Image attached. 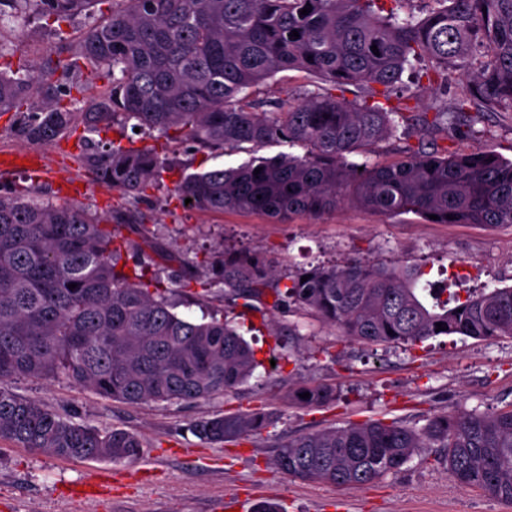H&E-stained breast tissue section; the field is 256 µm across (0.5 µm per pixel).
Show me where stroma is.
<instances>
[{
    "label": "stroma",
    "mask_w": 512,
    "mask_h": 512,
    "mask_svg": "<svg viewBox=\"0 0 512 512\" xmlns=\"http://www.w3.org/2000/svg\"><path fill=\"white\" fill-rule=\"evenodd\" d=\"M85 21L62 26L33 22L25 29L0 25V47L39 59L54 46L76 48ZM308 85L304 73L277 74L256 88L255 99L286 104ZM437 145L452 151L490 150L512 158V114L486 112L466 137L428 133L417 121L397 126L393 137L356 163L397 161L405 146ZM80 132L44 146L49 174L45 198L59 197L60 180H76L77 202L100 212L117 197L79 167ZM164 190H147L137 204L163 225L161 246L170 253L204 257L224 246L257 251L278 281L318 264L350 258L378 265L417 266L432 287L467 296L512 286V226L429 224L415 215H378L350 206L318 215H297L274 224L256 214L221 216L184 211ZM180 314L201 318L217 312L233 318L263 365L236 390L194 403L129 406L68 382L21 379L11 390L71 421L137 433L144 448L133 463L63 460L0 442V512H251L255 504H279L283 512H512V505L478 489L459 487L448 474L447 451L426 448L399 471L355 489L303 481L280 473L279 446L305 433L365 421H393L424 428L436 415L512 407V336L478 340L440 336L416 345H365L340 339L316 319L275 313L274 328L259 314L224 299L200 306L185 302ZM313 383L335 387V401L306 407L289 399ZM263 409L276 423L236 443L205 444L190 430L215 414ZM112 490L103 498L81 497L94 474Z\"/></svg>",
    "instance_id": "35a3bbf8"
}]
</instances>
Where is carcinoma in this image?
Here are the masks:
<instances>
[{"instance_id": "carcinoma-1", "label": "carcinoma", "mask_w": 512, "mask_h": 512, "mask_svg": "<svg viewBox=\"0 0 512 512\" xmlns=\"http://www.w3.org/2000/svg\"><path fill=\"white\" fill-rule=\"evenodd\" d=\"M101 2L0 0V22L69 23ZM110 2L109 17L90 25L76 49L59 47L15 68L0 62V116L12 113V125L32 144H51L79 123L89 134L115 124L140 129L126 145L86 139L77 157L96 183L117 193L106 213L44 202L27 187L0 192V442L116 463L136 461L143 448L134 432L73 423L13 393L14 379L65 380L137 406L204 400L252 377L259 361L244 337L215 315L200 322L175 312L158 288L163 274L177 288L199 285L200 302L241 300L264 321L274 312L310 315L366 343L512 336V287L444 299V289L420 284L417 268L362 262L304 269L281 287L252 250L226 248L201 261L163 253L159 231L132 207L176 166L156 145L171 136L196 152L251 155L235 167L183 173L166 187V198L187 211L283 223L351 205L430 224L512 225V160L492 151L408 145L394 163L348 161L388 138L394 117L412 112L417 92L403 87L402 75L413 60L428 61L418 89L424 78L445 88L466 81L453 111L439 106L423 117L427 128L460 135L456 119L473 108L511 113L512 0H421V19L392 10L382 16L376 0ZM305 7L311 12L303 15ZM83 64L103 70V95L73 94L72 76ZM288 71L305 73L311 88L277 112L260 111L245 91ZM350 86L358 89L352 100L343 95ZM274 143L304 153L257 155ZM126 224L139 225V240L123 235ZM131 251L130 268L124 255ZM438 323L444 330L436 331ZM291 397L314 406L335 392L304 386ZM274 420L263 410L217 414L191 430L217 444L260 434ZM434 446L448 449V474L458 486L512 503V408L437 415L421 430L367 421L302 434L281 445L276 467L357 488Z\"/></svg>"}]
</instances>
